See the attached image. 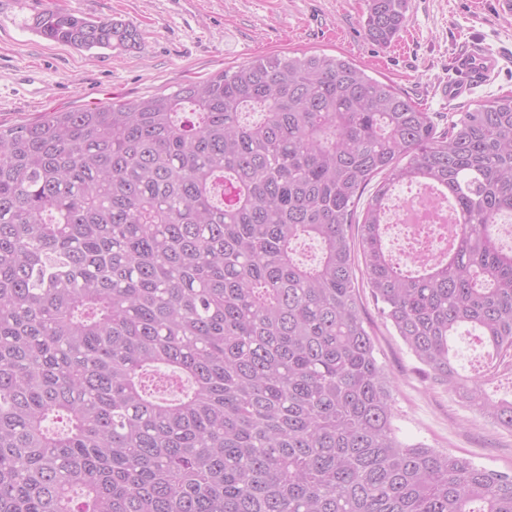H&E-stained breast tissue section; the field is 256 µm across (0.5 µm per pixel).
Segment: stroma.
Returning a JSON list of instances; mask_svg holds the SVG:
<instances>
[{
	"label": "stroma",
	"instance_id": "stroma-1",
	"mask_svg": "<svg viewBox=\"0 0 512 512\" xmlns=\"http://www.w3.org/2000/svg\"><path fill=\"white\" fill-rule=\"evenodd\" d=\"M48 9L133 25L139 43L85 50L48 41L33 28L34 17ZM364 11V0H0V129L99 102L133 103L262 56L302 52L352 60L421 103L442 127L449 113L512 94V16L501 15L496 0H409L406 23L387 46L367 38ZM469 42L505 63L469 96L444 100L438 89ZM361 297L375 357L392 380L399 439L487 469H512V430L434 382L369 291Z\"/></svg>",
	"mask_w": 512,
	"mask_h": 512
}]
</instances>
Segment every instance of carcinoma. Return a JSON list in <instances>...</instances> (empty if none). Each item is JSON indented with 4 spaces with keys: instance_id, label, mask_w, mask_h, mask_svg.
Here are the masks:
<instances>
[{
    "instance_id": "1",
    "label": "carcinoma",
    "mask_w": 512,
    "mask_h": 512,
    "mask_svg": "<svg viewBox=\"0 0 512 512\" xmlns=\"http://www.w3.org/2000/svg\"><path fill=\"white\" fill-rule=\"evenodd\" d=\"M365 6V35L394 41L408 0ZM35 28L86 50L137 39L58 10ZM397 184L454 213L451 248L415 271L382 245ZM506 213L512 95L440 131L325 53L0 130V512H512V472L397 437L356 276L359 255L433 379L512 428L451 345L474 336L488 371L512 354ZM158 365L181 397L150 392Z\"/></svg>"
}]
</instances>
